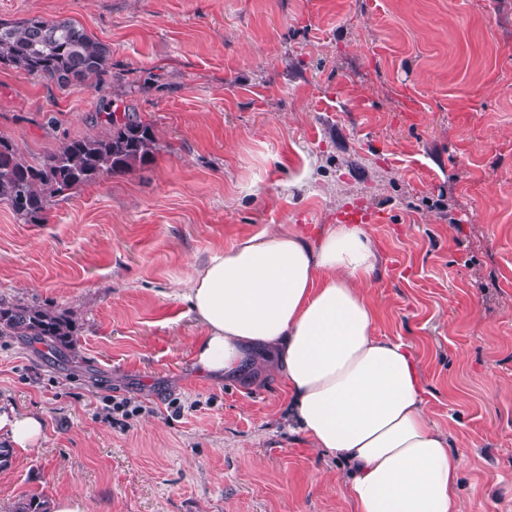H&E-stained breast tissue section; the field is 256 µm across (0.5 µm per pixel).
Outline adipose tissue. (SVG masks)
Here are the masks:
<instances>
[{
    "label": "adipose tissue",
    "instance_id": "obj_1",
    "mask_svg": "<svg viewBox=\"0 0 512 512\" xmlns=\"http://www.w3.org/2000/svg\"><path fill=\"white\" fill-rule=\"evenodd\" d=\"M378 263L360 224H332L315 239L294 229L243 238L182 294L204 328L194 365L215 380L268 366L296 430L345 464L356 512H461L465 453L427 416L420 360L373 333L366 287ZM42 434L40 418L0 409V438L15 448Z\"/></svg>",
    "mask_w": 512,
    "mask_h": 512
}]
</instances>
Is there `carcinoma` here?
I'll return each instance as SVG.
<instances>
[{"mask_svg": "<svg viewBox=\"0 0 512 512\" xmlns=\"http://www.w3.org/2000/svg\"><path fill=\"white\" fill-rule=\"evenodd\" d=\"M107 44L70 19L39 17L0 21V67L14 69L61 88H96L110 69ZM95 135L74 137L39 162L28 160L12 139L0 136V202L25 224L45 219L52 202L67 198L105 175L134 174L150 165L161 149L152 123L125 106L123 116L98 112ZM76 315L42 305L0 302V335L42 344L53 356L75 358ZM15 512H48L47 502L31 496Z\"/></svg>", "mask_w": 512, "mask_h": 512, "instance_id": "1", "label": "carcinoma"}]
</instances>
